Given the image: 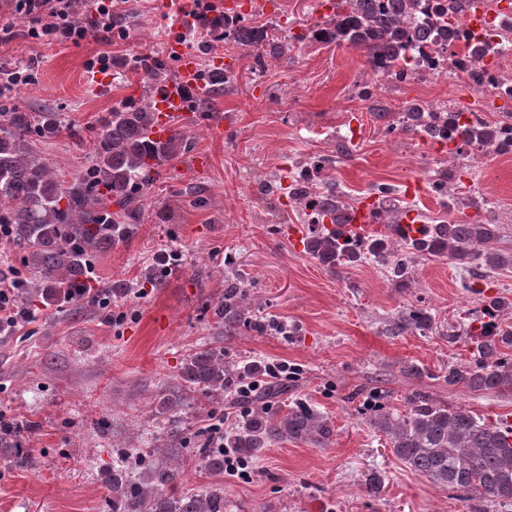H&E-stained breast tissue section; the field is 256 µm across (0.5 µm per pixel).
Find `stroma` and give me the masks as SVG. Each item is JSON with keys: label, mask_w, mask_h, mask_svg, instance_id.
<instances>
[{"label": "stroma", "mask_w": 512, "mask_h": 512, "mask_svg": "<svg viewBox=\"0 0 512 512\" xmlns=\"http://www.w3.org/2000/svg\"><path fill=\"white\" fill-rule=\"evenodd\" d=\"M129 6L126 38L92 36L76 45L34 40L30 19L0 15V83L20 73L18 105L66 119L56 136L36 144L52 172L67 174L87 163L100 118L148 83L131 68L132 59L161 56L178 26L158 14L156 0H130ZM270 20L283 35L303 39L318 18L312 0H277ZM212 47L236 63L231 86L215 113L183 127L187 149L160 167L133 235L100 249L91 269L98 285L136 281L160 268L167 272L163 286H144L138 297L109 306L89 298L74 313L44 307L0 334V415L37 425L21 443L31 466L0 464V512H111L105 475L121 465L130 481L145 476L122 461L120 449L151 448L174 432L188 449L175 495L218 482L227 512H472L474 503L462 492L407 469L363 413L372 390L401 415L412 393L423 391L477 416L512 421V394L445 381L449 369L475 365L465 329L483 302L462 287L463 270L445 259H424L402 284L369 261L332 273L282 232L305 219L282 183L320 155L335 159L323 180L356 202L377 199L382 185L401 207L435 215L433 192L410 197L406 185L430 184L433 172L421 166L423 154L441 157L447 167L451 157L444 146L389 131L379 110L424 105L438 94L461 100L466 91L400 83L361 101L349 95L366 68L354 48L296 47L281 61L255 58L221 39ZM103 53L112 59V82L99 92L84 77ZM217 113L226 118L220 140L210 132ZM195 156L208 163L192 172L187 165ZM461 179L483 185L478 213L500 226L498 246L511 250L512 164L478 162ZM231 286L245 290L256 322L227 336L213 308ZM408 308L430 310V328L388 335V320ZM202 344L223 347L225 360L238 369L288 362L293 376L278 404L306 400L329 419L330 440L260 449L249 456L244 478L199 467V448L214 438L210 424L223 422L225 435H232L248 408L230 393L194 392L182 411L161 409L163 398L181 386V362ZM410 362L419 365L420 377L404 376Z\"/></svg>", "instance_id": "35a3bbf8"}]
</instances>
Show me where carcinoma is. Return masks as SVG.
<instances>
[{
  "instance_id": "cac0c4a2",
  "label": "carcinoma",
  "mask_w": 512,
  "mask_h": 512,
  "mask_svg": "<svg viewBox=\"0 0 512 512\" xmlns=\"http://www.w3.org/2000/svg\"><path fill=\"white\" fill-rule=\"evenodd\" d=\"M349 7L327 19L316 40L347 45L373 62L378 49L391 50L390 59L400 54L398 42L405 39L401 10L405 0H348ZM199 27L213 34L231 36L247 48L264 47L261 34L240 24L231 14L198 13ZM135 68L142 70L153 86L166 82L165 72L148 55L136 57ZM204 85L188 93L191 111L210 112L227 74L202 75ZM433 113L416 105L413 111L395 115L392 123L407 133H415ZM462 113L449 118L452 126L470 137L490 140L494 133L459 123ZM155 112L141 106L135 98L125 101L99 120L92 159L71 173L66 181L52 175L35 154L34 141L51 138L60 132L63 120L59 112H40L33 116L18 106L10 95V84L0 90V226L6 238L23 242L29 249L26 259L37 287L26 288L17 315L24 317L38 305L59 308L77 306L92 293L102 304L125 296L141 287L136 281L123 288L88 287L87 274L92 254L106 245H117L134 230L141 208L142 190L154 181L158 168L182 151L181 133L167 141L151 138ZM320 158L312 168L302 167L292 189V198L314 202L311 224L305 236L306 252L328 270L362 259L392 263V276L405 279L416 262L424 257H445L468 271L483 267L491 272L512 266V254L493 249L497 226L482 224H424L417 235L408 234L402 223L407 210L381 196L373 218L386 226L387 233L373 234L361 241V235L349 228L353 207L331 183L321 192L312 190L309 170L321 171ZM330 225H325V220ZM504 300L493 298L484 304L481 314L470 323V335L476 338V367L469 370L448 368V384L463 385L474 391L512 393V330L497 328L495 319ZM218 322L227 329L249 321L251 309L245 294L237 288L224 292L214 310ZM432 318L422 308L409 309L389 324L388 331L399 336L408 330L422 331ZM179 377L189 388L221 395L226 391L241 396L240 387L253 377L224 363V349L206 347L184 359ZM277 378L256 388L253 397L260 404L243 415L226 447L250 452L255 448L283 440H309L318 444L333 434L330 421L304 402H296L282 413L275 398L284 388ZM369 423L386 437L393 453L406 466L440 487L469 492L473 496L512 508V422L488 421L463 408H451L416 391L409 398V411L394 414L379 402L369 408ZM31 424H20L0 416V449L7 463L24 464L26 457L18 443ZM183 449L171 436L165 443L139 457L146 481L131 482L120 471L105 476L112 491V512H224V485L216 483L201 493L174 497L168 493L179 476L175 458Z\"/></svg>"
}]
</instances>
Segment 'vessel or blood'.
Instances as JSON below:
<instances>
[{"label": "vessel or blood", "mask_w": 512, "mask_h": 512, "mask_svg": "<svg viewBox=\"0 0 512 512\" xmlns=\"http://www.w3.org/2000/svg\"><path fill=\"white\" fill-rule=\"evenodd\" d=\"M159 7L164 13L179 17L184 28H191L196 20L192 0H160ZM165 53L178 57L179 68L174 81L159 86L153 93L156 122L151 135L157 140L167 139L178 127L191 122V103L185 91L197 87L199 76L198 58L184 40L169 38Z\"/></svg>", "instance_id": "1"}]
</instances>
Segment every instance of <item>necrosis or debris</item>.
Instances as JSON below:
<instances>
[{"label":"necrosis or debris","mask_w":512,"mask_h":512,"mask_svg":"<svg viewBox=\"0 0 512 512\" xmlns=\"http://www.w3.org/2000/svg\"><path fill=\"white\" fill-rule=\"evenodd\" d=\"M449 0H414L408 25L415 37L404 55L402 73L387 66H368L364 79L351 88L354 97L366 98L377 81L393 77L427 87L451 83L467 87L473 107L467 118L474 124L500 129L512 138V70L505 58L512 56V12L501 10L498 0H477L476 8L460 10L455 25L443 30L441 8Z\"/></svg>","instance_id":"1"}]
</instances>
